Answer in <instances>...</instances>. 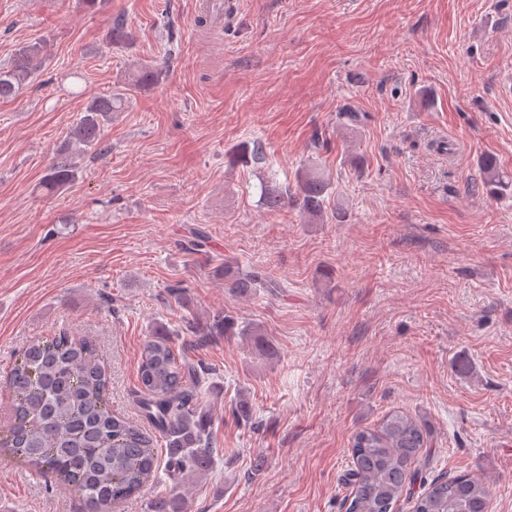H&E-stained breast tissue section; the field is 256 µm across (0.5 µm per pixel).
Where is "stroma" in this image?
Returning a JSON list of instances; mask_svg holds the SVG:
<instances>
[{"label": "stroma", "mask_w": 512, "mask_h": 512, "mask_svg": "<svg viewBox=\"0 0 512 512\" xmlns=\"http://www.w3.org/2000/svg\"><path fill=\"white\" fill-rule=\"evenodd\" d=\"M197 20L194 0H0V64L45 43L0 100V432L19 352L65 332L98 345L113 411L147 427L143 344L224 312L259 337L171 339L209 372L218 450L183 512H344L352 436L392 410L428 431L427 478H481L512 512V198L468 189L485 156L512 172V0H239L222 29ZM144 66L162 79L133 86ZM124 87L106 150L74 149L76 181L42 191L88 99ZM253 142L266 163H231ZM313 172L321 213L261 205L262 184ZM226 266L283 288L232 294ZM81 510L0 456V512Z\"/></svg>", "instance_id": "35a3bbf8"}]
</instances>
